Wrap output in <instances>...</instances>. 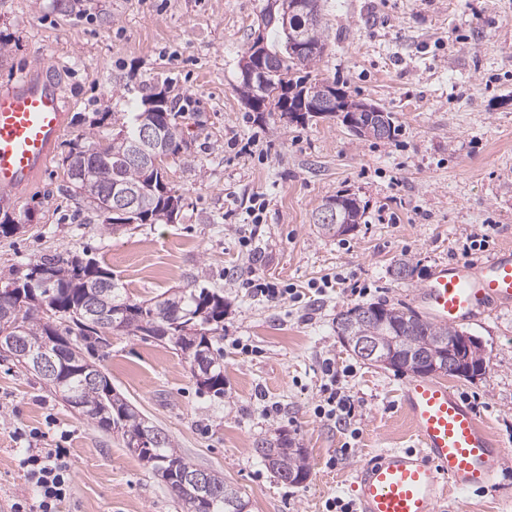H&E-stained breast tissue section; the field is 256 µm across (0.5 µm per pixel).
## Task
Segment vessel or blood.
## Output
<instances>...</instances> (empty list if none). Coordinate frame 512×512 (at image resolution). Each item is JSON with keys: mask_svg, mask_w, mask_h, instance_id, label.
I'll use <instances>...</instances> for the list:
<instances>
[{"mask_svg": "<svg viewBox=\"0 0 512 512\" xmlns=\"http://www.w3.org/2000/svg\"><path fill=\"white\" fill-rule=\"evenodd\" d=\"M65 96L25 78L0 88V191L26 185L49 164L65 126ZM431 322L458 325L512 307V247L478 260L438 264L411 293ZM414 449L384 450L354 474L358 512H439L448 493L491 486L506 464L500 443L471 405L443 383L421 377L401 389Z\"/></svg>", "mask_w": 512, "mask_h": 512, "instance_id": "vessel-or-blood-1", "label": "vessel or blood"}]
</instances>
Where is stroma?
<instances>
[{"instance_id":"stroma-1","label":"stroma","mask_w":512,"mask_h":512,"mask_svg":"<svg viewBox=\"0 0 512 512\" xmlns=\"http://www.w3.org/2000/svg\"><path fill=\"white\" fill-rule=\"evenodd\" d=\"M266 5L83 0L78 12L66 0H0V85L48 79L68 95L48 167L0 201V221L22 226L0 236V288L59 254L94 258L136 301L203 277L226 303L223 396L200 392L187 360L147 336L114 334L90 360L189 461L237 488L250 512H323L327 499L354 497L357 464L417 445L400 403L409 374L347 351L338 315L370 303L409 306L437 264L464 258L470 234H487L493 249L512 246V0H319L328 48L313 77L391 112L399 128L366 140L336 118L297 124L245 107L240 60ZM160 90L173 98L185 140L165 163L180 213L171 224L111 228L59 193L62 160L95 113L132 111ZM337 194L355 196L364 217L349 234L326 237L313 215ZM402 257L414 265L405 279L392 274ZM336 274L344 283L313 289ZM247 279L293 285L303 299L268 301ZM355 284L363 294L352 293ZM464 328L486 349V371L444 382L471 402L509 461L492 486L440 512H512V308ZM327 359L355 404L350 434L314 413ZM271 404L278 414L266 415ZM24 431L68 451L60 512H180L120 434L3 354L0 512L31 495L15 439ZM278 432L307 451L302 483L280 481L254 451Z\"/></svg>"}]
</instances>
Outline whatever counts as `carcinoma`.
Here are the masks:
<instances>
[{"mask_svg":"<svg viewBox=\"0 0 512 512\" xmlns=\"http://www.w3.org/2000/svg\"><path fill=\"white\" fill-rule=\"evenodd\" d=\"M296 0H271L263 19L264 29L274 33L273 44L268 37L254 38L242 61L249 64L256 59L257 44L266 51L265 60L275 64V72L267 84L240 82L241 99L252 112H286L290 121L304 123L318 113L290 112L288 100H304L311 104L318 98L324 85L337 92L339 103L333 107L344 108L342 123L351 115L358 116L362 125H368L373 113L362 110L363 101L355 100L336 83L311 80L298 75V71L311 69L321 60L326 43L320 21H313L303 9L294 7ZM292 7L285 12V6ZM288 20H283V16ZM317 47V52L300 54L298 45ZM157 124L167 155L177 156L183 149L182 131L172 122L169 101L162 92L142 98L141 108L131 113L126 121L112 122V134L95 133L73 143L63 163L79 167L80 177L69 178L65 185L68 196L82 202L102 218V223L158 224L172 223L180 210V198L172 193L162 167L153 163L124 162L137 140L140 127ZM134 192V205L121 213L113 212V189ZM322 206L336 207L345 224L343 230L330 224H317L325 236L344 235L360 223L364 209L356 198L338 195L322 202ZM13 288L0 289V333L18 320L25 328L30 346L44 350L55 359L57 376L45 381V386L59 394L61 399L77 413L99 427L111 431L125 427L124 419L131 415L130 403L112 388L110 378L98 371L94 381L84 374L81 346H98L105 335L113 332L112 320L122 324L121 332L133 336H150L164 329L170 338L165 341L171 349L181 353L189 363H194L197 350H188L180 343V326L191 324L198 328L197 346L207 353L211 367L208 383L201 390L215 396L224 394V370L219 342L224 339V295L207 287L189 291L173 290L168 296L156 300L137 302L124 294L112 279V272L92 258L78 255L46 258L28 265L26 273L12 282ZM107 288L108 299L114 316L98 322L91 318L89 304L97 288ZM350 323L355 329L377 337L386 344H395V351L388 352L385 367L397 372L417 371L407 364L405 355L410 351L428 350V346L449 345L463 329L456 326L436 325L418 313L404 307L386 304L355 306L339 315L336 324ZM255 452L278 477L291 484L307 479V456L304 449L294 446L285 435L263 439L256 444ZM146 463L152 474L176 496L183 512H236L233 501L226 496L230 488L218 473L209 472L211 488L202 497L193 496L195 490L183 487V480L199 471L174 446L168 435L157 448H144L135 453Z\"/></svg>","mask_w":512,"mask_h":512,"instance_id":"obj_1","label":"carcinoma"}]
</instances>
